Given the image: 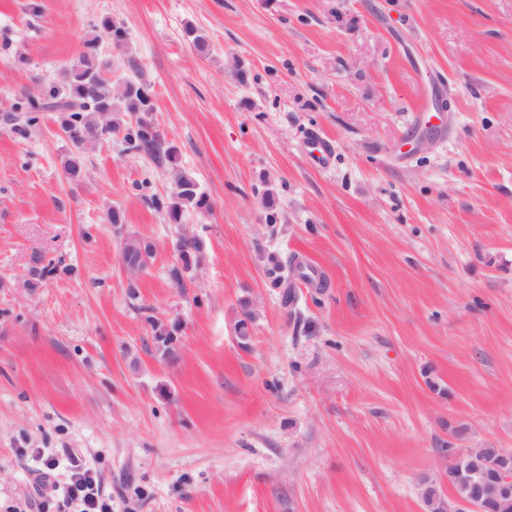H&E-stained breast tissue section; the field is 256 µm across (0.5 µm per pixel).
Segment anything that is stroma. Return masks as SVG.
Segmentation results:
<instances>
[{
	"mask_svg": "<svg viewBox=\"0 0 512 512\" xmlns=\"http://www.w3.org/2000/svg\"><path fill=\"white\" fill-rule=\"evenodd\" d=\"M29 2L0 0V512L36 498L42 452L94 469L112 512H425L442 448H512V0ZM105 17L209 197L183 223L146 198L169 169L121 137L72 181L58 113L16 117L87 33L109 47ZM130 235L154 249L135 277ZM270 253L324 287L293 280L284 305ZM153 329V346L159 357L166 362L179 358L180 348L177 336L178 327L175 323H165L157 318H150Z\"/></svg>",
	"mask_w": 512,
	"mask_h": 512,
	"instance_id": "obj_1",
	"label": "stroma"
}]
</instances>
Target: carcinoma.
I'll use <instances>...</instances> for the list:
<instances>
[{
    "instance_id": "obj_1",
    "label": "carcinoma",
    "mask_w": 512,
    "mask_h": 512,
    "mask_svg": "<svg viewBox=\"0 0 512 512\" xmlns=\"http://www.w3.org/2000/svg\"><path fill=\"white\" fill-rule=\"evenodd\" d=\"M100 25L109 32L111 40L118 47L125 45L127 35L121 26L108 17L102 18ZM62 79L64 87L61 92L26 91L19 109L27 113L42 109L65 113L61 131L74 148V153L65 162V171L70 179L76 180L80 175L77 153L105 137L121 135L131 149L150 155L157 164L172 170L170 193L154 195L151 199L152 205L164 211L171 223H182L190 211L202 212L210 208L209 198L200 190L198 183L178 168L176 149L163 147L148 117L150 105L146 97V84L142 82L136 65H131V74L114 77L112 67L102 53L98 36L89 34L83 39L78 59L64 70ZM143 250L151 251V245L137 236L126 239L122 261L129 272H136ZM286 268L288 264L278 256H267V272L273 277L274 285L286 280ZM149 320L155 352L166 362L177 360L180 353L177 325L152 316ZM253 320L254 312L249 302H242L241 314L235 325L240 343H248L249 323ZM422 495L426 512H440L442 494L435 486H424Z\"/></svg>"
}]
</instances>
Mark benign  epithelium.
Masks as SVG:
<instances>
[{"instance_id":"benign-epithelium-1","label":"benign epithelium","mask_w":512,"mask_h":512,"mask_svg":"<svg viewBox=\"0 0 512 512\" xmlns=\"http://www.w3.org/2000/svg\"><path fill=\"white\" fill-rule=\"evenodd\" d=\"M512 450L495 448L485 454L483 448H463L453 458L448 476L467 484V495L453 496L446 512H498L512 497Z\"/></svg>"}]
</instances>
